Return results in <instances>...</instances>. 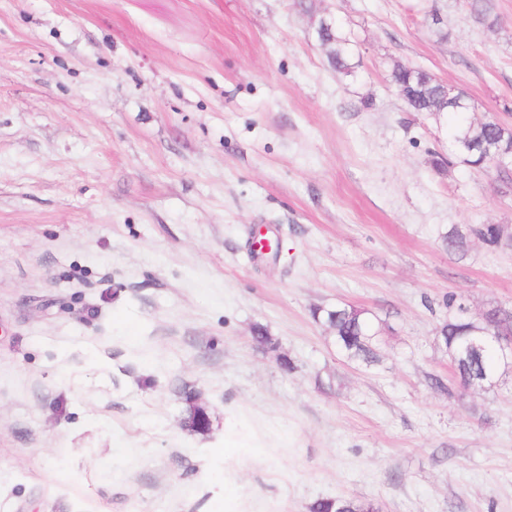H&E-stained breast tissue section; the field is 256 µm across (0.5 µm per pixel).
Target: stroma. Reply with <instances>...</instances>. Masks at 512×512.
Wrapping results in <instances>:
<instances>
[{"instance_id":"1","label":"stroma","mask_w":512,"mask_h":512,"mask_svg":"<svg viewBox=\"0 0 512 512\" xmlns=\"http://www.w3.org/2000/svg\"><path fill=\"white\" fill-rule=\"evenodd\" d=\"M484 2L0 0V512H512V367L457 388L438 333L449 295L512 308V247L443 241L512 232V171L390 82L512 127V0ZM343 303L378 363L310 313ZM324 23H319L317 28L318 39L323 46H329L328 60L338 73H349L352 69L350 59L352 58V45L354 40L351 33L345 31L343 27L333 18H329ZM391 81L398 92L405 93L415 112L438 113L448 120V148L462 163L475 168L491 165L501 151H512V128L483 120L475 123L468 116L469 104L462 92L457 93L463 106L448 100L447 91L426 71L397 66ZM471 236L492 247L511 246L512 244V234L499 224L468 225L465 227V231L458 226L451 227L448 229L444 241L448 246V251L463 255L467 251ZM311 315L333 332L336 346L349 361L366 365L378 361L379 330L369 316H373L371 313L336 304V307L316 306L311 309ZM377 503L350 497L322 498L310 506V512H379Z\"/></svg>"}]
</instances>
